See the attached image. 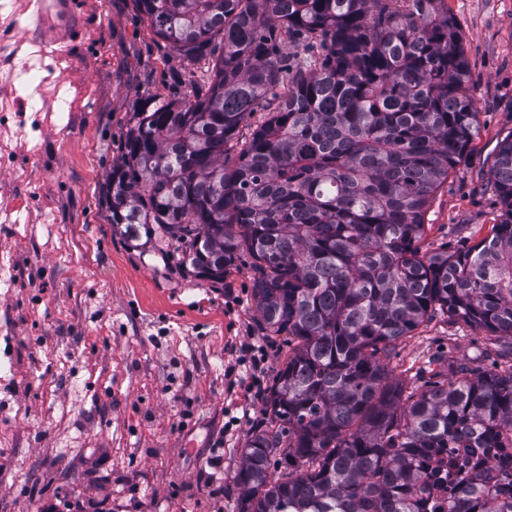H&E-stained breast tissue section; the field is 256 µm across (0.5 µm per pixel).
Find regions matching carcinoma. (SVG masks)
Segmentation results:
<instances>
[{
	"label": "carcinoma",
	"mask_w": 512,
	"mask_h": 512,
	"mask_svg": "<svg viewBox=\"0 0 512 512\" xmlns=\"http://www.w3.org/2000/svg\"><path fill=\"white\" fill-rule=\"evenodd\" d=\"M134 2L205 79L133 113L110 224L162 235L216 283L248 252L258 321L288 336L267 421L242 450L237 512H422L434 449L512 448V361L441 363L411 389L383 361L437 310L512 339V132L490 171L491 236L462 253L418 247L476 128L444 0ZM261 106L273 110L228 164ZM455 480L448 512H512L509 464L494 482Z\"/></svg>",
	"instance_id": "1"
}]
</instances>
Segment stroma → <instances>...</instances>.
I'll list each match as a JSON object with an SVG mask.
<instances>
[{"mask_svg":"<svg viewBox=\"0 0 512 512\" xmlns=\"http://www.w3.org/2000/svg\"><path fill=\"white\" fill-rule=\"evenodd\" d=\"M463 37L477 115L432 197L421 252L465 251L501 205L489 179L512 132V0H445ZM35 6L0 12V59L40 38ZM68 55L44 44L34 93L0 67V512H236L242 450L288 348L261 330L250 257L215 283L174 246L113 231L106 183L129 120L191 97L199 66L159 39L134 0H83ZM483 367L512 340L434 313L398 342L410 379L433 359ZM223 463L210 479L212 455Z\"/></svg>","mask_w":512,"mask_h":512,"instance_id":"stroma-1","label":"stroma"}]
</instances>
